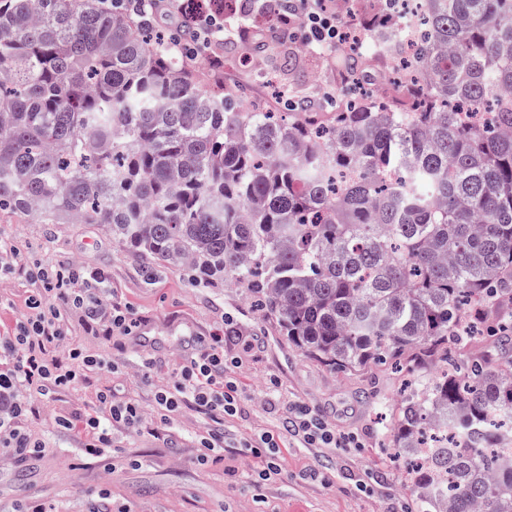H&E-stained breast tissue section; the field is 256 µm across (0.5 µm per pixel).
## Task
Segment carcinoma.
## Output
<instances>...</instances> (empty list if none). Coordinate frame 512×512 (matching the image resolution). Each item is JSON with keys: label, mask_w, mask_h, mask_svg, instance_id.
I'll return each mask as SVG.
<instances>
[{"label": "carcinoma", "mask_w": 512, "mask_h": 512, "mask_svg": "<svg viewBox=\"0 0 512 512\" xmlns=\"http://www.w3.org/2000/svg\"><path fill=\"white\" fill-rule=\"evenodd\" d=\"M401 98L243 111L168 39L97 0H0V209L98 224L155 267L231 279L288 344L334 370L437 356L399 407L404 487L432 512H512V360L448 340L512 304V0H421Z\"/></svg>", "instance_id": "cac0c4a2"}]
</instances>
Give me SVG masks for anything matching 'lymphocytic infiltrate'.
I'll list each match as a JSON object with an SVG mask.
<instances>
[{
  "label": "lymphocytic infiltrate",
  "mask_w": 512,
  "mask_h": 512,
  "mask_svg": "<svg viewBox=\"0 0 512 512\" xmlns=\"http://www.w3.org/2000/svg\"><path fill=\"white\" fill-rule=\"evenodd\" d=\"M275 17L271 29L275 38L326 47L350 42L356 24L355 19L336 16L331 0H281ZM223 38V12L196 11L175 44L182 56L195 58ZM35 277L46 291L54 294L56 302L45 305L33 301L29 312L10 331L0 334V458L43 448L42 442L22 425L29 411L25 388L67 389L87 383L91 374L110 368L108 362L75 346L63 348V359L51 358V350L61 348L65 336L64 315L68 310H81L88 325L106 336L130 334L132 327L126 310L103 299V273L86 276L71 267L45 264L38 266ZM226 369L224 340L213 337L206 348L181 367L176 382L158 390L154 396L155 409L162 418H169L187 404L210 416L214 425L200 436L198 445L202 448L223 447L224 430L219 423L224 416L235 415L238 409L241 388L227 376ZM98 399L108 409L107 419L79 414L65 422L70 432L90 436L86 450L91 454L95 453L97 444L110 442L112 428L130 429L142 422L139 406L115 400L111 390L99 391ZM283 427L311 445L336 448L355 445L352 437L336 432L303 405L294 407Z\"/></svg>",
  "instance_id": "obj_1"
}]
</instances>
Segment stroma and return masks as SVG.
Returning <instances> with one entry per match:
<instances>
[{
  "mask_svg": "<svg viewBox=\"0 0 512 512\" xmlns=\"http://www.w3.org/2000/svg\"><path fill=\"white\" fill-rule=\"evenodd\" d=\"M262 16L259 10L247 20L236 11L225 14L230 35L213 53L224 62L226 95L244 106L260 99L280 111L284 92L318 103L324 93L345 90L339 48L271 42L260 53L262 71L242 65L250 48L239 33ZM0 240L16 247L22 264L103 272L105 299L127 307L138 324L131 335L106 336L89 328L80 310L68 311L66 342L110 360L112 369L66 391H28L24 427L45 448L0 464V512H27L34 504L45 512H426L402 487L403 463L389 447L405 393L414 382L437 377L441 364L417 369L393 359L358 371L325 367L288 345L247 289L201 286L176 267L148 269L144 257L95 224H39L0 211ZM43 296L40 282L18 271L0 273V331ZM215 336L224 339V354L234 362L228 373L242 395L236 415L224 420L226 447L203 455L195 437L212 419L186 405L173 421L161 422L153 396L173 380L190 339L207 343ZM272 379L278 387L270 395ZM105 388L115 399L139 403L145 416L137 429L114 432L110 447L91 455L86 438L59 421L105 415L96 398ZM299 403L356 438L358 447L318 448L284 431L283 417ZM266 432L281 436L283 446L277 471L263 479L261 459L244 445Z\"/></svg>",
  "mask_w": 512,
  "mask_h": 512,
  "instance_id": "35a3bbf8",
  "label": "stroma"
}]
</instances>
